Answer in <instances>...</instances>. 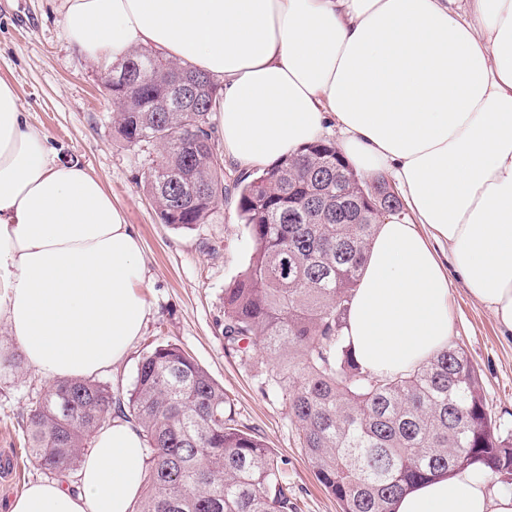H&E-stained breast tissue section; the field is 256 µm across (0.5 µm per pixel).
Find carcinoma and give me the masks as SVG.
Returning a JSON list of instances; mask_svg holds the SVG:
<instances>
[{"label": "carcinoma", "mask_w": 512, "mask_h": 512, "mask_svg": "<svg viewBox=\"0 0 512 512\" xmlns=\"http://www.w3.org/2000/svg\"><path fill=\"white\" fill-rule=\"evenodd\" d=\"M114 132L150 150L146 188L164 224H206L224 194L211 121L218 84L137 47L112 63ZM336 144L322 140L240 181L251 241L245 270L224 289L225 348L254 364L296 424L300 446L340 512H392L414 485L481 464L512 475V434L496 437L483 378L450 344L416 368L376 375L345 334L354 291L383 214L353 202ZM135 422L150 455L137 512H298L286 462L238 424L224 388L172 343L143 357L123 400L91 380H60L29 410V455L64 476L112 415Z\"/></svg>", "instance_id": "1"}]
</instances>
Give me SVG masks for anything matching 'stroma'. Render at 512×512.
Here are the masks:
<instances>
[{"mask_svg":"<svg viewBox=\"0 0 512 512\" xmlns=\"http://www.w3.org/2000/svg\"><path fill=\"white\" fill-rule=\"evenodd\" d=\"M61 5L62 0H0V79L15 88L28 121L46 134L49 147L102 182L141 240L145 325L127 358L95 373L94 381L126 395L148 352L162 343L179 345L223 385L239 424L286 459L288 489L299 512H339L299 445L281 395L259 388L266 355L257 353L256 365L249 366L224 346V290L250 254L237 210V184L245 169L224 158V197L209 223L192 230L161 223L144 189L147 155L115 137V107L98 81L101 66L69 44L60 24ZM449 312L451 340L480 371L498 434L512 432V335L501 332L490 309L456 278ZM49 385L24 364L0 324V457H13L18 469L0 475V512L30 483L47 478L25 454L24 428L33 402Z\"/></svg>","mask_w":512,"mask_h":512,"instance_id":"1","label":"stroma"}]
</instances>
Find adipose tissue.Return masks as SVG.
Segmentation results:
<instances>
[{
	"mask_svg": "<svg viewBox=\"0 0 512 512\" xmlns=\"http://www.w3.org/2000/svg\"><path fill=\"white\" fill-rule=\"evenodd\" d=\"M90 59L150 46L222 82L226 153L263 167L340 134L362 176L386 172L408 217L369 246L347 317L356 360L410 371L448 346L449 273L512 333V0H63ZM138 236L101 181L66 163L0 80V323L47 379L125 359L147 303ZM138 429L94 438L79 493L30 484L10 512H133ZM394 512H512L478 466L424 482Z\"/></svg>",
	"mask_w": 512,
	"mask_h": 512,
	"instance_id": "adipose-tissue-1",
	"label": "adipose tissue"
}]
</instances>
